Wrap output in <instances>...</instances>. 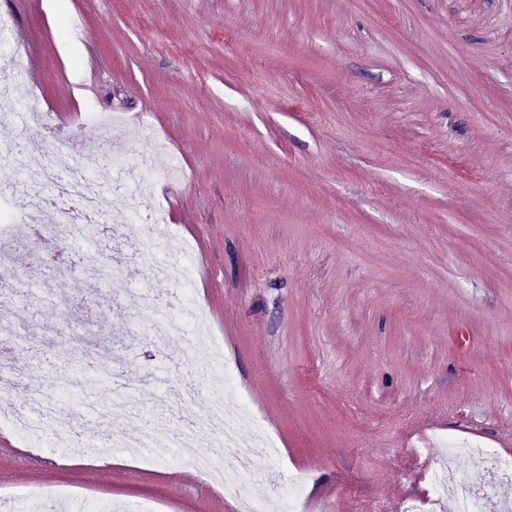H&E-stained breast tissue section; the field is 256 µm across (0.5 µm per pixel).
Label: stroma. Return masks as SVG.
I'll list each match as a JSON object with an SVG mask.
<instances>
[{
	"label": "stroma",
	"instance_id": "35a3bbf8",
	"mask_svg": "<svg viewBox=\"0 0 512 512\" xmlns=\"http://www.w3.org/2000/svg\"><path fill=\"white\" fill-rule=\"evenodd\" d=\"M0 52L23 46L0 102V145L31 110L83 155L145 166L190 283L152 286L155 262L109 251L130 291L75 275L50 284L37 242L0 268V314L58 335L12 347L18 401L76 374L74 343L150 390L130 430L179 423L149 328L192 330L203 311L235 386L276 455L229 489L191 467L112 445L98 416L112 384L74 388L75 422L111 464L26 445L0 425V492L155 512H235L243 495L287 496L304 512H399L425 496L443 441L512 455V0H0ZM98 112L140 114L143 131L91 128ZM384 142L388 150L375 149Z\"/></svg>",
	"mask_w": 512,
	"mask_h": 512
}]
</instances>
